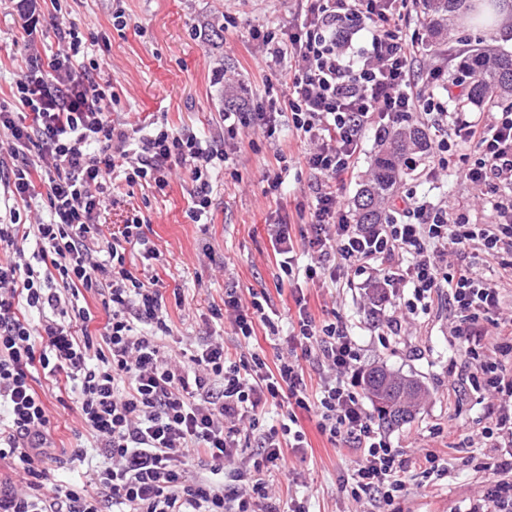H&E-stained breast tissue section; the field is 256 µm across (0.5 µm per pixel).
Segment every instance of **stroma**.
<instances>
[{
    "label": "stroma",
    "mask_w": 512,
    "mask_h": 512,
    "mask_svg": "<svg viewBox=\"0 0 512 512\" xmlns=\"http://www.w3.org/2000/svg\"><path fill=\"white\" fill-rule=\"evenodd\" d=\"M60 21L98 38L94 48L103 79L112 83L119 103L111 107L113 119L142 128L152 123L187 125L206 134L217 132L225 111L223 83L217 73L233 80L236 102L257 100L267 78L256 59L249 31L254 27L281 28L299 17L297 0H60ZM123 7L127 25L116 29L112 13ZM236 20L224 32L226 48H214L200 31ZM23 21L12 0H0V86L6 87L24 67L31 49L57 53L52 28H45L33 44L22 38ZM453 49L490 45L512 50V26L492 30L452 21ZM300 143L292 133L281 132L277 141L243 134L236 157V174H220L213 182V222L201 232L186 217L188 174L175 169L165 191L134 186L121 194L118 204L101 216L111 231L122 229L133 214L150 224L147 232L165 259L162 272L166 292L180 291L186 321L177 322L176 336L196 335L211 306L223 305L224 288L236 284L243 302L264 290L279 314H286L287 295L276 292L277 268L269 225L274 219L301 226L305 220L297 206L310 193L309 173L291 170L277 196L265 195L268 176L279 170L277 154H295ZM462 154L449 159L450 171L438 178L409 179L403 188L417 196L470 207L472 219L484 221L485 208L473 190L460 184L455 172ZM312 300L333 309L351 328L361 347L363 370L384 367L417 379L426 395L413 419L386 430L393 448L415 457L441 445L439 431L454 423L459 437H466L486 417L488 397L451 375V358H462V343L450 332L452 316L447 293L433 297L426 309L408 315L400 335L382 340L374 328L364 290L353 284L344 288H310ZM53 435L66 448L89 447L91 437L76 414L48 394ZM310 433L311 452H292L288 461L299 481L311 484V512H465L489 474L477 470L483 449L461 447L448 460L441 475L425 477L407 473L404 488L393 505L354 501L344 482L359 459L346 448H334L304 419Z\"/></svg>",
    "instance_id": "35a3bbf8"
}]
</instances>
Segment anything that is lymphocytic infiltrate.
<instances>
[{
  "instance_id": "lymphocytic-infiltrate-1",
  "label": "lymphocytic infiltrate",
  "mask_w": 512,
  "mask_h": 512,
  "mask_svg": "<svg viewBox=\"0 0 512 512\" xmlns=\"http://www.w3.org/2000/svg\"><path fill=\"white\" fill-rule=\"evenodd\" d=\"M299 2L300 19L287 29L250 32L263 69L278 76L264 82L262 106L223 113L209 136L165 123L143 134L114 122L106 106L116 96L90 56L94 37L57 20L62 54L32 53L10 85V105L0 104L8 139L0 182L14 200L0 224V248L10 252L0 260V462L13 473L0 478V512H310L308 497L284 502L274 487L296 482L287 453L309 445L303 412L327 442L359 451L346 479L352 497L393 502L408 469L430 476L443 456L402 458L364 413L360 346L345 322L317 316L307 294L353 276L364 277L374 308L394 284L411 288V313L447 292L452 334L466 343L461 380L493 399L476 437L497 454L466 512H512V315L477 270L483 262L512 270V112L480 121L449 111L465 81L447 97L434 94L448 72L443 58L427 69L426 89L412 91L420 42L405 28L417 0ZM352 31L367 32V50L350 54ZM412 119L435 130L423 176L436 177L453 151L470 148L459 175L483 196L486 222L409 192L401 216L353 223L336 184L353 176L365 131ZM284 125L302 149L278 163L314 177L300 206L307 231L270 226L277 286L293 301L287 352L271 361L253 344L257 329L279 333L268 293L246 304L233 286L195 337H175L154 271L162 254L144 219L104 230L101 213L117 203L108 178L119 170L126 185L162 191L174 168H185L186 216L206 227L213 178L233 167L234 142L249 130L276 139ZM30 211L34 219L24 220ZM392 260L399 271L377 278ZM43 379L72 400L101 459L85 483L45 482L46 465L63 458L37 389ZM273 405L285 411L268 427ZM253 436L259 452L241 464L238 450ZM194 461L206 473L192 471Z\"/></svg>"
}]
</instances>
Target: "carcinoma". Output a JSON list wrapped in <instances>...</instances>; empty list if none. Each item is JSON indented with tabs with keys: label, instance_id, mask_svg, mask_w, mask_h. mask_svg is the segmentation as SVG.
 I'll list each match as a JSON object with an SVG mask.
<instances>
[{
	"label": "carcinoma",
	"instance_id": "cac0c4a2",
	"mask_svg": "<svg viewBox=\"0 0 512 512\" xmlns=\"http://www.w3.org/2000/svg\"><path fill=\"white\" fill-rule=\"evenodd\" d=\"M470 0H419L417 7L430 28L435 51H444L448 41V18L467 12ZM459 68L471 79V87L457 99L460 109L489 105L512 97V53L491 48H474L459 54ZM426 132L419 126L391 128L380 139V149L371 162L370 178L353 202V221L380 224L385 202L402 181L405 172L400 158L407 151H423ZM364 390L381 423L398 427L409 422L423 395L422 385L384 368L371 371Z\"/></svg>",
	"mask_w": 512,
	"mask_h": 512
}]
</instances>
